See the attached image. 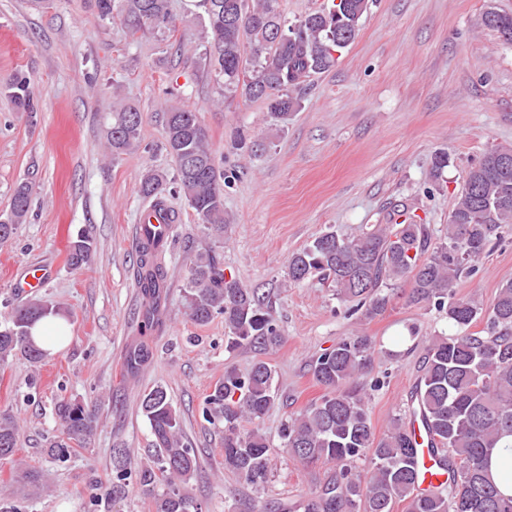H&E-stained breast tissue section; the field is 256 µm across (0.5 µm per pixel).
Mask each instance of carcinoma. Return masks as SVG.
<instances>
[{"mask_svg":"<svg viewBox=\"0 0 512 512\" xmlns=\"http://www.w3.org/2000/svg\"><path fill=\"white\" fill-rule=\"evenodd\" d=\"M198 2L208 19L209 62L216 78L244 101L262 103L281 128L300 108L292 88L333 65L336 41L346 32L348 42L354 41L368 7V0H346L338 17L334 0H326L298 21L293 38L275 42L270 32L282 19L280 0ZM96 6L103 17L120 8L136 32L172 24L169 0H96ZM12 88L16 106L30 109L27 77L17 76ZM140 127L136 108L112 113L106 131L112 155L134 150ZM164 147L176 167L175 192L202 223L224 233L228 223L224 188L236 173L216 165L212 143L195 111L174 106L166 112ZM139 192L150 202L165 201L163 176L146 172ZM29 209L30 188L22 183L14 191L10 216L0 221L1 243L13 235ZM511 223L512 163L506 167L494 163L490 151L469 170L447 233L437 246H431L425 225L405 220L377 224L353 237L326 232L288 258L291 282L300 284L319 273L330 280L339 299L350 303V310L362 309L368 318L388 310L392 294L386 289L398 281L409 282L408 303L433 304L445 311L456 332L432 338L412 401L434 442L437 465L451 472L452 479L434 492L416 493L414 439L399 421L386 434L376 435L365 388L356 383L370 362L372 342L366 336H352L312 359L310 369L324 393L289 416L279 430L282 448L293 460L308 468L333 463L338 471L300 503H280L275 512H393L395 503L404 500L408 512H512V498L503 496L486 473L492 451L512 436V281L502 284L486 308L454 292L456 282L472 271L499 230ZM171 229L170 224L142 225L135 281L145 301L147 330L162 325L160 310L167 288L164 255ZM92 251L89 237H80L70 249V265L86 264ZM186 308L200 325L224 316L230 351L249 347L267 352L282 342L272 306L236 277H226L210 258L197 260L191 268ZM51 314L57 316L59 311L33 299L14 308L0 325V364L6 365L18 352L34 364L40 362L44 352L28 333ZM482 315L485 330L468 331ZM152 358V347L144 342L131 352L127 367L134 372ZM274 377L275 371L263 360L246 373L227 368L203 408L209 423L224 428V468L255 485L265 481L273 451L262 424L276 400ZM141 409L153 436L154 465L133 469L125 449H118L106 496L125 494L133 480L151 492L166 476L168 486L155 496V512H202L178 487L199 468L200 458L184 439L180 414L166 389L156 386L144 393ZM56 415L62 438L51 442L48 452L62 460L74 446L87 443L96 422L81 402L71 399L57 402ZM245 419L252 429L241 428ZM17 443V424L9 414H0L1 461L12 460ZM367 458L371 468L363 477L355 469Z\"/></svg>","mask_w":512,"mask_h":512,"instance_id":"obj_1","label":"carcinoma"}]
</instances>
